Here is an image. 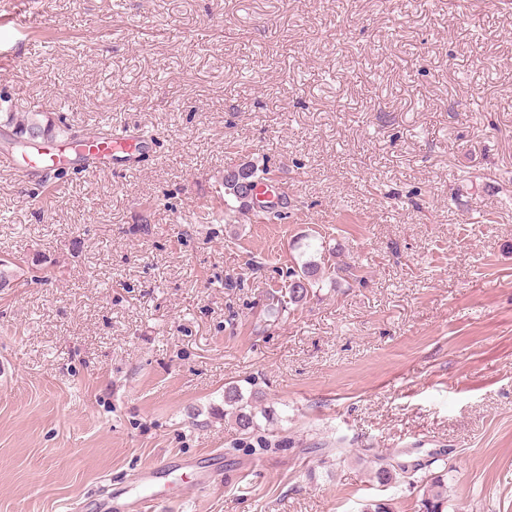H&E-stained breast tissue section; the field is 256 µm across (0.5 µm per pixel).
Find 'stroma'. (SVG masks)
<instances>
[{
    "instance_id": "35a3bbf8",
    "label": "stroma",
    "mask_w": 512,
    "mask_h": 512,
    "mask_svg": "<svg viewBox=\"0 0 512 512\" xmlns=\"http://www.w3.org/2000/svg\"><path fill=\"white\" fill-rule=\"evenodd\" d=\"M0 0V113L154 144L0 168V512H512V10ZM244 164L287 194L263 222ZM352 267L271 315L288 268ZM257 391L242 447L224 390ZM419 481L382 486L378 455ZM215 470L193 489L197 467ZM150 143L151 139L147 136L134 133L125 127L119 126L112 129V139L110 142L91 143L94 145L82 146L80 155H78L77 149L68 146L69 143L58 142L34 151L29 163L32 170L48 175V173L59 167L63 160L73 151L78 157L88 154L109 155L112 153V163H121L123 164L122 166H125L143 155L150 147ZM267 178L257 177L256 172L248 167H244L238 169L237 171L231 172L227 176L224 177V187L228 190V192L234 195L237 199L240 200H252L248 196V192L244 190V185L242 182L244 181H255L256 183L264 182ZM443 480L438 476L426 481L423 485V494L420 500V509L422 512H443L447 499V493L444 489Z\"/></svg>"
}]
</instances>
